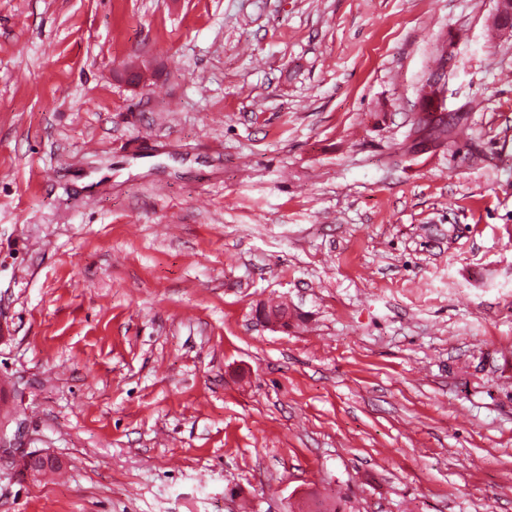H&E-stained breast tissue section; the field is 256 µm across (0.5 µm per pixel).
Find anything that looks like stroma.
I'll use <instances>...</instances> for the list:
<instances>
[{"instance_id":"stroma-1","label":"stroma","mask_w":512,"mask_h":512,"mask_svg":"<svg viewBox=\"0 0 512 512\" xmlns=\"http://www.w3.org/2000/svg\"><path fill=\"white\" fill-rule=\"evenodd\" d=\"M496 7L0 0V512H512ZM465 120L464 115H458L457 119L452 121L444 122L439 121L431 123L430 127L421 121L414 122V134L416 137L412 140L409 146L405 147L406 151H413L416 149H423L425 142L430 139H437L445 141L446 144L453 141L454 138L459 137L465 130L463 121Z\"/></svg>"}]
</instances>
